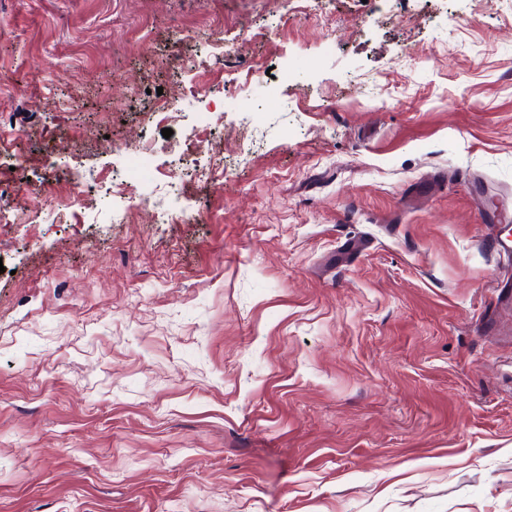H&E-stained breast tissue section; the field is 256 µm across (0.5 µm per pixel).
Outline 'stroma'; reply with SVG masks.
I'll return each instance as SVG.
<instances>
[{
  "label": "stroma",
  "instance_id": "stroma-1",
  "mask_svg": "<svg viewBox=\"0 0 512 512\" xmlns=\"http://www.w3.org/2000/svg\"><path fill=\"white\" fill-rule=\"evenodd\" d=\"M324 2L0 0V512H512V0Z\"/></svg>",
  "mask_w": 512,
  "mask_h": 512
}]
</instances>
